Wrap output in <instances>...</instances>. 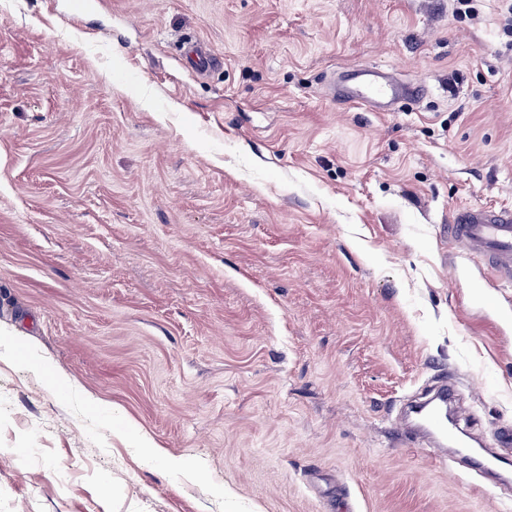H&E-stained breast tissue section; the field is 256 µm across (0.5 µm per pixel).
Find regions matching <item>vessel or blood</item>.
<instances>
[{"mask_svg":"<svg viewBox=\"0 0 512 512\" xmlns=\"http://www.w3.org/2000/svg\"><path fill=\"white\" fill-rule=\"evenodd\" d=\"M422 83L401 79L375 67H348L342 73L338 99L375 112H389L405 99L420 98ZM448 240L464 254L478 259L489 278L512 285V207L495 205L459 209L448 225ZM418 418L431 434L450 447L468 442L440 409H421Z\"/></svg>","mask_w":512,"mask_h":512,"instance_id":"b4317fda","label":"vessel or blood"}]
</instances>
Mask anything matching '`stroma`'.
<instances>
[{"instance_id":"35a3bbf8","label":"stroma","mask_w":512,"mask_h":512,"mask_svg":"<svg viewBox=\"0 0 512 512\" xmlns=\"http://www.w3.org/2000/svg\"><path fill=\"white\" fill-rule=\"evenodd\" d=\"M349 65L427 92L341 107ZM476 204L512 206L502 0H0V512H512V467L396 424L452 377L512 429V286L446 235Z\"/></svg>"}]
</instances>
